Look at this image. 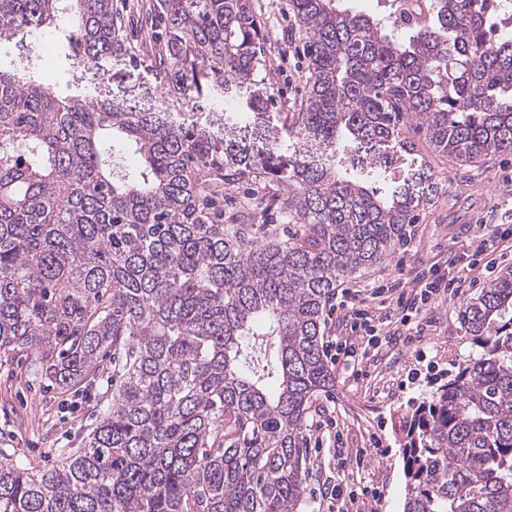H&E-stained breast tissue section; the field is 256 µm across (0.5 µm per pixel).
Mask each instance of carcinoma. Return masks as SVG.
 Masks as SVG:
<instances>
[{
	"label": "carcinoma",
	"mask_w": 512,
	"mask_h": 512,
	"mask_svg": "<svg viewBox=\"0 0 512 512\" xmlns=\"http://www.w3.org/2000/svg\"><path fill=\"white\" fill-rule=\"evenodd\" d=\"M291 2L307 76L288 118L249 0H154L148 109L46 84L27 52L63 24L65 61L126 79L113 0H0L28 68L0 67V359L62 393L112 362L84 447L0 448V512H296L336 287L438 200L409 132L460 167L512 153V0H431L412 29L396 0ZM243 184L278 191L226 224ZM460 318L480 352L412 416L404 512H512V273Z\"/></svg>",
	"instance_id": "obj_1"
}]
</instances>
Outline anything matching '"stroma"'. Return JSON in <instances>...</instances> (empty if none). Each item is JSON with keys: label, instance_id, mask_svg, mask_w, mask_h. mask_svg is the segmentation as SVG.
Returning a JSON list of instances; mask_svg holds the SVG:
<instances>
[{"label": "stroma", "instance_id": "35a3bbf8", "mask_svg": "<svg viewBox=\"0 0 512 512\" xmlns=\"http://www.w3.org/2000/svg\"><path fill=\"white\" fill-rule=\"evenodd\" d=\"M261 21L267 58L277 70L271 103L274 111H293L305 84L302 35L289 9L290 0H251ZM420 151L442 188L437 203L423 212L412 230L416 239L398 247L383 264L350 287L367 290L385 279L412 284L420 269L442 256L463 255L478 225L499 224L512 230V212L503 202L512 195V154L460 168L434 152L429 143ZM479 286L435 300L426 314L428 327L421 341L382 347L365 363L366 374L355 377L344 361L331 363L333 390L318 394L308 414L313 425L332 416L338 435L324 439L320 451L307 453V477L298 512H318L324 489H350L353 480L374 488L367 512H403V419L421 402L430 400L438 385L479 353L460 319L462 304L477 296ZM24 362L0 364V448H22L34 462L51 457L59 448L83 447L100 404L112 398L109 381H98L82 398L77 412L62 410L63 394L48 391L21 402L15 397ZM365 452L356 468V452Z\"/></svg>", "mask_w": 512, "mask_h": 512}]
</instances>
